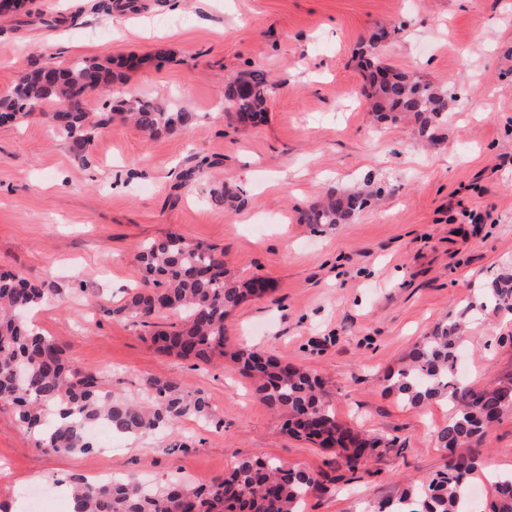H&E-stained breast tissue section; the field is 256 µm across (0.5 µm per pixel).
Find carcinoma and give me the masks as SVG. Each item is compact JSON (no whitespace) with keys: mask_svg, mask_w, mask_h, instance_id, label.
Segmentation results:
<instances>
[{"mask_svg":"<svg viewBox=\"0 0 512 512\" xmlns=\"http://www.w3.org/2000/svg\"><path fill=\"white\" fill-rule=\"evenodd\" d=\"M388 35L382 28L359 47L366 68L363 96L379 121L410 117L418 123L420 136L429 138L432 124L443 121L448 112V92L386 66L383 42ZM140 64L134 57L116 63L81 59L67 69L36 63L9 92L0 94V116L15 122L52 106L47 116L54 135L78 152L115 115L151 134L193 124L197 119L193 112L138 97L113 101L99 120H89V93ZM275 88L265 72L251 70L227 80L224 105L234 109L239 125L254 126L264 121ZM380 194L381 188L368 183L354 190L333 191L300 212L299 221L344 224ZM136 262L142 272L139 287L106 313L144 324L169 313L179 314L177 324H154L152 345L162 355L196 363L209 364L224 357L228 347L225 318L248 296L265 289L258 278L240 281L231 276L224 267V251L192 243L176 233L145 243ZM485 298L499 308L512 309V273L495 277ZM55 299L57 291L50 283L0 271V400L15 406L17 422L35 448L58 457L89 452L94 444L85 431L103 421L122 433L139 434L171 429L188 415L211 418L205 397L157 380L149 382L151 399L146 404L104 395L95 373L66 357L55 339L27 319L34 309ZM463 342L459 322L438 324L408 352L403 366L390 376L387 389L414 408L437 398L450 402L453 411L436 438L440 447L464 448L466 453L449 459L428 483L406 486L365 512H472L467 496L469 476L481 464L479 446L486 428L512 405V388H469L458 375ZM230 359L253 381L267 408L284 417L286 432L331 451L349 473L363 470L378 449L395 442L368 437L340 422L319 378L309 371L283 365L248 346L234 347ZM323 485L320 473L279 460L246 457L227 475L198 487L172 484L159 489L128 479L94 483L80 477L71 478L69 487L71 498L80 505L76 512H300L304 497ZM490 512H512L511 474L498 476Z\"/></svg>","mask_w":512,"mask_h":512,"instance_id":"carcinoma-1","label":"carcinoma"}]
</instances>
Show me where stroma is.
I'll return each mask as SVG.
<instances>
[{
  "label": "stroma",
  "instance_id": "35a3bbf8",
  "mask_svg": "<svg viewBox=\"0 0 512 512\" xmlns=\"http://www.w3.org/2000/svg\"><path fill=\"white\" fill-rule=\"evenodd\" d=\"M96 3L30 0L0 15V94L36 62L135 55L141 67L90 93V119L134 96L198 120L152 136L116 118L79 154L41 115L0 125V268L58 288L36 323L100 372L104 393L140 400L148 381H169L207 396L213 418L62 458L38 452L0 401V512H26L14 497L24 484L103 468L197 486L250 456L332 476L304 512H358L429 480L447 460L435 432L450 408L405 406L387 377L512 270V0H138L118 18ZM383 27L388 65L451 94L432 139L414 119L379 124L367 110L354 52ZM253 69L277 90L265 120L244 128L224 112V82ZM367 180L381 197L347 223H299L326 192ZM227 190L245 205L218 203ZM170 233L222 249L231 274L267 283L225 320L229 341L311 371L340 422L400 446L346 477L335 455L285 432L230 360L160 355L146 328L107 315L138 286L142 245ZM465 351L470 385L512 384V312L490 306L470 319ZM481 448L496 473L512 472V409Z\"/></svg>",
  "mask_w": 512,
  "mask_h": 512
}]
</instances>
